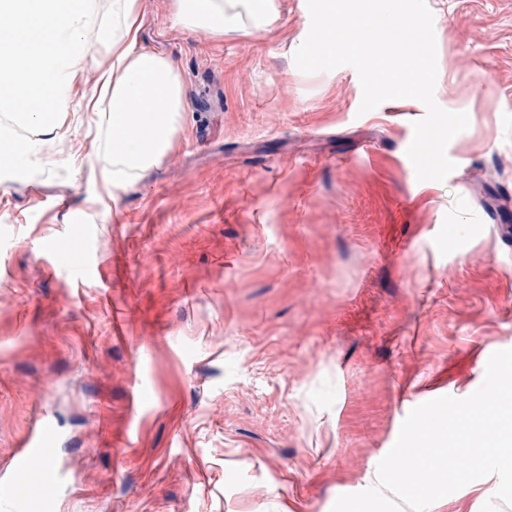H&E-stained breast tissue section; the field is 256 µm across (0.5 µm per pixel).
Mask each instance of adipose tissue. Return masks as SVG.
<instances>
[{
	"label": "adipose tissue",
	"instance_id": "obj_1",
	"mask_svg": "<svg viewBox=\"0 0 512 512\" xmlns=\"http://www.w3.org/2000/svg\"><path fill=\"white\" fill-rule=\"evenodd\" d=\"M276 15V0H175L177 22L218 36L266 29ZM91 27L108 63L85 109L96 112L108 105L113 127L140 128L139 136L111 139L117 180L160 160L183 110L176 66L136 48L137 0H114L108 24L96 21L91 0H0V107L27 103L32 125L52 132L51 104L78 77L87 58L81 36Z\"/></svg>",
	"mask_w": 512,
	"mask_h": 512
}]
</instances>
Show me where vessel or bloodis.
Wrapping results in <instances>:
<instances>
[{
	"label": "vessel or blood",
	"mask_w": 512,
	"mask_h": 512,
	"mask_svg": "<svg viewBox=\"0 0 512 512\" xmlns=\"http://www.w3.org/2000/svg\"><path fill=\"white\" fill-rule=\"evenodd\" d=\"M87 242H69L56 248L55 261L76 268L79 277L92 275ZM57 438L51 419L40 417L25 440L0 467V512H54L55 492L65 482L63 471L53 466L50 455Z\"/></svg>",
	"instance_id": "vessel-or-blood-1"
}]
</instances>
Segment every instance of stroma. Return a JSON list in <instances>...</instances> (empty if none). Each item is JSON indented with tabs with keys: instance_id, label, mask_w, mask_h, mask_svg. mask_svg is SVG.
I'll use <instances>...</instances> for the list:
<instances>
[{
	"instance_id": "35a3bbf8",
	"label": "stroma",
	"mask_w": 512,
	"mask_h": 512,
	"mask_svg": "<svg viewBox=\"0 0 512 512\" xmlns=\"http://www.w3.org/2000/svg\"><path fill=\"white\" fill-rule=\"evenodd\" d=\"M139 2L140 49L179 71L166 154L107 185L90 30L57 134L24 127L0 176V464L46 413L57 512H331L410 410L512 348V0H427L435 99L469 118L442 182L406 154L420 101L363 114L353 67H296L307 0L221 38ZM84 238L79 282L50 252ZM497 482L427 512H480Z\"/></svg>"
}]
</instances>
